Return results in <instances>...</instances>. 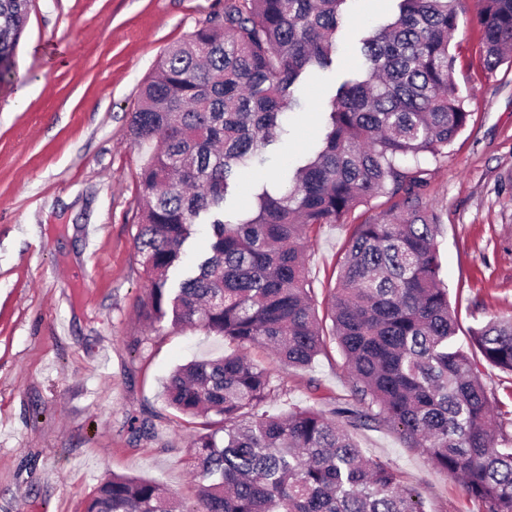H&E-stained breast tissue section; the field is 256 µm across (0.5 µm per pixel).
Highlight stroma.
Returning a JSON list of instances; mask_svg holds the SVG:
<instances>
[{"mask_svg":"<svg viewBox=\"0 0 512 512\" xmlns=\"http://www.w3.org/2000/svg\"><path fill=\"white\" fill-rule=\"evenodd\" d=\"M224 0H33L8 82L0 84V512H84L104 478L162 484L191 499L188 448L199 425L169 408L163 387L178 365L229 353L197 328L152 329L139 316L148 282L135 248L139 171L151 145L129 123L139 86L160 55ZM481 0H466L452 42L455 80L471 113L432 165L423 204L441 224L442 277L458 340L494 316L512 315V67L479 60ZM396 0H350L331 67L301 77V106L282 119L262 165L244 169L224 205L235 223L261 189L278 190L286 164L320 146L322 114L338 84L362 72L361 39L388 21ZM357 209L343 224L314 227L306 274L325 312ZM247 356L277 372L295 406L350 401L352 375L335 342L297 369L270 351ZM153 434L136 436L131 417ZM371 459L389 463L424 512H480L460 484L406 447L394 430H353Z\"/></svg>","mask_w":512,"mask_h":512,"instance_id":"obj_1","label":"stroma"}]
</instances>
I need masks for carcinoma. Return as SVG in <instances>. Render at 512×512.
Instances as JSON below:
<instances>
[{"mask_svg": "<svg viewBox=\"0 0 512 512\" xmlns=\"http://www.w3.org/2000/svg\"><path fill=\"white\" fill-rule=\"evenodd\" d=\"M348 0H227L186 41L166 48L146 80L130 135L156 147L140 169L145 205L135 247L149 282L141 318L199 327L235 344L178 367L167 405L203 418L189 452L196 505L152 480L114 475L85 512H424L420 494L366 458L351 430L386 425L460 480L481 512H512V435L478 366L456 341L437 242L422 205L430 170L467 126L451 35L462 0H398L362 40L365 77L344 81L324 113L322 146L288 173V188L255 194L239 222L224 202L239 170L278 142L293 88L336 56ZM480 58L495 71L512 50V0H482ZM32 0H0V82L11 74ZM389 207L354 225L331 295L332 338L355 379L327 410L262 407L286 389L242 350L261 346L309 366L325 340L306 279L302 240L357 208ZM205 218L212 239L187 261ZM469 346L512 374V318L471 330Z\"/></svg>", "mask_w": 512, "mask_h": 512, "instance_id": "1", "label": "carcinoma"}]
</instances>
